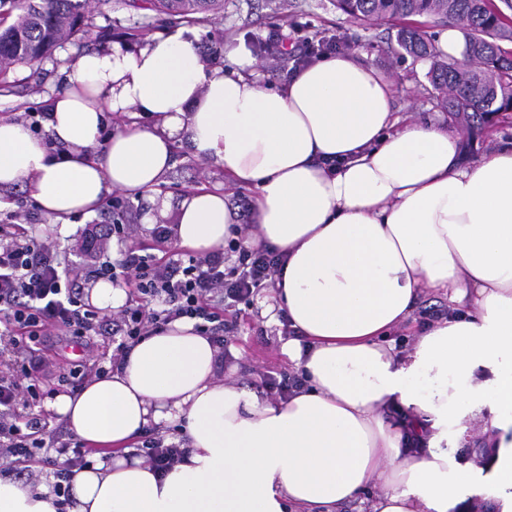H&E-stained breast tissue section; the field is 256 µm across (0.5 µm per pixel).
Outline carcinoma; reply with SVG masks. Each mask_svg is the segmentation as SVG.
Wrapping results in <instances>:
<instances>
[{
	"mask_svg": "<svg viewBox=\"0 0 512 512\" xmlns=\"http://www.w3.org/2000/svg\"><path fill=\"white\" fill-rule=\"evenodd\" d=\"M336 8L362 21L396 20L398 56L429 63L427 80L440 108L463 132L471 152L486 130L512 112V0H335ZM164 13L200 22V14L219 9L224 0H153ZM17 17H12L13 11ZM91 0H0V67L40 61L59 45L92 26ZM451 21L464 35L462 58L440 56L415 25V18Z\"/></svg>",
	"mask_w": 512,
	"mask_h": 512,
	"instance_id": "carcinoma-1",
	"label": "carcinoma"
}]
</instances>
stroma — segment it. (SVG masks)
I'll use <instances>...</instances> for the list:
<instances>
[{"instance_id": "stroma-1", "label": "stroma", "mask_w": 512, "mask_h": 512, "mask_svg": "<svg viewBox=\"0 0 512 512\" xmlns=\"http://www.w3.org/2000/svg\"><path fill=\"white\" fill-rule=\"evenodd\" d=\"M280 1L283 0H224L223 9L207 13L200 23L187 24L159 14L149 0H131L118 8L110 6L108 0H96L94 27L88 35L64 43L34 65L16 64L0 75V116L28 123L42 121L50 99L65 88L77 59L109 41L138 46L150 38L178 34L202 52L217 42L227 52L239 47L254 60L263 84L279 85L292 76L293 64L261 52L260 46L287 35L297 44L329 39L343 42L346 53L364 55L367 62L394 82L395 106L409 119L447 122V113L442 112L433 93L425 88L427 64L410 57L397 58L388 39L392 22L353 19L336 9L334 0H284L288 3L284 10L279 7ZM201 187L220 188L231 204L250 205L255 198L252 188L228 182L222 168L199 158L183 143L176 148L174 164L155 190L135 197L124 196L128 209L123 220L130 226L125 239H118L106 227L108 203H101L91 214L56 220L41 210L20 185L0 190V199L9 202L8 208L0 209V220L13 211L26 214L28 223L47 225L59 252L77 266L90 261L83 248V229L88 224L97 225L99 257L113 262L127 246L151 244L155 225L175 226L182 199ZM264 300V295H256L250 305L243 307L234 332L225 336L217 377L248 386L269 399L273 393L265 385L266 376L287 372L281 346L289 335L286 316H279L274 324L266 322L261 314ZM119 342V337L107 330L81 339L45 336V349L40 353L7 342L0 344V376L10 375L13 367L22 362L39 369L40 411L48 422L44 436L47 446L57 448L76 441L50 409L54 396L61 391L59 374L74 364L85 365L91 372L99 367L111 368Z\"/></svg>"}]
</instances>
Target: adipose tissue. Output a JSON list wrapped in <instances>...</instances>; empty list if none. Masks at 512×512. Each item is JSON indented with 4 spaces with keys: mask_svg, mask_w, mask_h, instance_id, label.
Listing matches in <instances>:
<instances>
[{
    "mask_svg": "<svg viewBox=\"0 0 512 512\" xmlns=\"http://www.w3.org/2000/svg\"><path fill=\"white\" fill-rule=\"evenodd\" d=\"M207 62L180 35L82 55L44 135L0 118V189L26 185L49 216L154 190L177 143L255 189L251 245L282 254L271 307L303 384L285 400L216 377L219 350L182 317L51 407L95 452L67 512H512V142L478 161L463 137L404 120L394 85L350 54L263 85L240 52ZM154 121L132 122L136 113ZM124 119L112 135L109 118ZM222 191L180 205L174 243L204 256L233 237ZM448 315L422 327L424 292ZM400 326L415 329L397 348ZM189 452L166 473L137 456L146 428ZM472 451L461 462L447 441ZM49 483L0 476V512H58Z\"/></svg>",
    "mask_w": 512,
    "mask_h": 512,
    "instance_id": "ef3b65f1",
    "label": "adipose tissue"
}]
</instances>
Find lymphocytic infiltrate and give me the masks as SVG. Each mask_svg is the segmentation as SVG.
Segmentation results:
<instances>
[{"mask_svg": "<svg viewBox=\"0 0 512 512\" xmlns=\"http://www.w3.org/2000/svg\"><path fill=\"white\" fill-rule=\"evenodd\" d=\"M169 239L168 227L160 224L153 231L152 248L132 246L119 263L69 269L49 236L33 233L31 225L12 217L0 225V334L36 352L43 349L50 330L81 338L102 327L103 317L81 298L80 280L86 276L120 278L130 288L134 306L111 319L113 331L130 340L179 317L200 320L207 336L232 330L238 304L276 285L281 258L274 251L235 241L228 251L184 263L167 250ZM39 382L37 369L26 365L12 379H0V439L7 441L0 468L30 480L36 479L38 469L50 468L61 496L71 468L88 465L91 452L78 444L61 446L57 458L44 454L45 423L14 415L20 395L39 398Z\"/></svg>", "mask_w": 512, "mask_h": 512, "instance_id": "f902f5d3", "label": "lymphocytic infiltrate"}]
</instances>
